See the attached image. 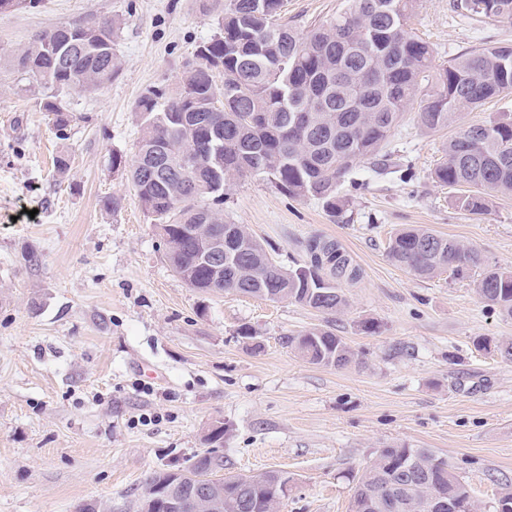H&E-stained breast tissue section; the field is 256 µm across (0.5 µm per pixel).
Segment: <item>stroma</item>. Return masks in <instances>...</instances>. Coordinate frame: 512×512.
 <instances>
[{
  "label": "stroma",
  "mask_w": 512,
  "mask_h": 512,
  "mask_svg": "<svg viewBox=\"0 0 512 512\" xmlns=\"http://www.w3.org/2000/svg\"><path fill=\"white\" fill-rule=\"evenodd\" d=\"M229 0H41L0 12V47L102 18L118 20V76L64 98L73 115L58 140L46 112L0 61V512H138L146 478L186 465L224 426V471L288 476L280 512H350L352 477L380 448H427L447 459L492 512L512 482V363L478 351L480 336L512 342V319L487 307L474 279L420 277L393 264L390 236L430 228L512 267V196L483 215L458 207V189L431 171L449 137L512 116V97L423 130L406 113L390 137L393 166L353 171L328 213L270 181L226 189L224 215L267 244L282 266L304 263L303 243L335 240L362 270L343 284L332 317L291 300L269 302L189 288L113 155L133 159L139 100L175 91L199 42ZM342 0H284L297 30ZM411 26L437 62L485 43L512 42V25L460 17L452 0H424ZM70 157L66 174L52 159ZM121 206L104 208L105 198ZM332 321L355 353L314 365L288 334ZM376 332H366L365 322ZM249 328L251 338L239 331Z\"/></svg>",
  "instance_id": "stroma-1"
}]
</instances>
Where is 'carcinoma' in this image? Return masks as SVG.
I'll use <instances>...</instances> for the list:
<instances>
[{
  "label": "carcinoma",
  "instance_id": "carcinoma-1",
  "mask_svg": "<svg viewBox=\"0 0 512 512\" xmlns=\"http://www.w3.org/2000/svg\"><path fill=\"white\" fill-rule=\"evenodd\" d=\"M452 6L472 20L512 24V0H453ZM282 7V0H229L219 32L199 44L198 62L185 69L177 90L162 104L161 90L140 99L134 157L128 164L114 154L112 168L127 171L166 262L189 287L286 299L330 315L347 305L338 283L360 280L361 268L335 241L317 237L306 242L304 264L283 268L244 225L224 218V188L244 177L267 179L291 198L321 200L334 214L340 179L388 160L389 138L413 105L418 124L436 132L460 109L512 94V45L484 44L437 65L430 44L410 27L422 0H344L335 16L302 33L276 22ZM115 38V22L102 19L44 31L12 52L57 138L68 139L70 126L61 97L101 89L118 75ZM73 42L82 51L60 65L58 52ZM478 129L449 138L431 172L437 183L463 189L456 202L472 214L512 195V120ZM222 235L227 255L217 276L199 257ZM387 256L421 277L448 270L463 279L478 270L480 300L512 318V269L474 247L427 228H405L389 239ZM288 344L315 365L344 367L353 359L329 325L291 335ZM476 346L512 361L511 342L483 337ZM223 438V425L215 426L207 437L212 448L186 467L152 473L144 488L175 498L176 512H201L202 489L216 487L224 493V512H277L282 495L273 474L245 481L224 474ZM355 479L350 512H430L435 492L476 508L469 485L426 448H382Z\"/></svg>",
  "mask_w": 512,
  "mask_h": 512
}]
</instances>
